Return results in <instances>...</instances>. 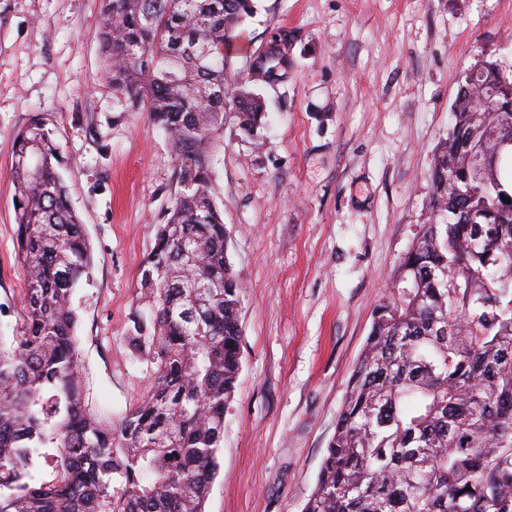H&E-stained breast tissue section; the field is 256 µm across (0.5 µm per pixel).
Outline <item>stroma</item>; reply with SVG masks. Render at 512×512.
Here are the masks:
<instances>
[{
	"instance_id": "35a3bbf8",
	"label": "stroma",
	"mask_w": 512,
	"mask_h": 512,
	"mask_svg": "<svg viewBox=\"0 0 512 512\" xmlns=\"http://www.w3.org/2000/svg\"><path fill=\"white\" fill-rule=\"evenodd\" d=\"M241 55L298 33L261 135L226 122L212 193L243 288L235 395L205 512H302L372 314L429 218L427 177L460 76L512 70V0H254ZM101 0H0V331L25 319L14 136L48 113L91 249L75 290L87 407L119 421L149 364L127 341L174 155L100 74Z\"/></svg>"
}]
</instances>
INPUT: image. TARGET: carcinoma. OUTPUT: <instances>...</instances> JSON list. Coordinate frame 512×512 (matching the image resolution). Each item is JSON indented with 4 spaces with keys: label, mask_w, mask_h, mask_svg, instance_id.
<instances>
[{
    "label": "carcinoma",
    "mask_w": 512,
    "mask_h": 512,
    "mask_svg": "<svg viewBox=\"0 0 512 512\" xmlns=\"http://www.w3.org/2000/svg\"><path fill=\"white\" fill-rule=\"evenodd\" d=\"M254 0H102L105 74L174 153L128 339L150 388L118 426L86 409L73 288L91 253L46 113L14 136L25 322L0 336V512H204L241 371V283L211 194L227 118L254 136L297 36L234 67ZM491 101L486 112L476 104ZM401 257L302 512H512V73L464 71ZM511 202L506 203L503 197Z\"/></svg>",
    "instance_id": "carcinoma-1"
}]
</instances>
